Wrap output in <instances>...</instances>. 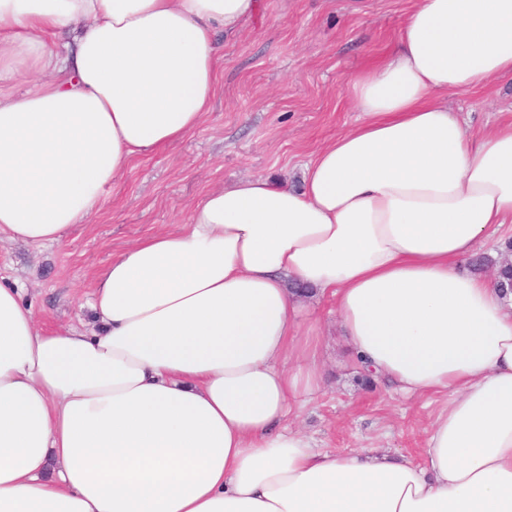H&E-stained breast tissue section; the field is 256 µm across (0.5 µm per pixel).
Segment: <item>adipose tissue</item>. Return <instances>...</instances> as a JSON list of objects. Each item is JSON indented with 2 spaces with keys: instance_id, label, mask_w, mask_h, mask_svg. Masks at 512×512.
<instances>
[{
  "instance_id": "1",
  "label": "adipose tissue",
  "mask_w": 512,
  "mask_h": 512,
  "mask_svg": "<svg viewBox=\"0 0 512 512\" xmlns=\"http://www.w3.org/2000/svg\"><path fill=\"white\" fill-rule=\"evenodd\" d=\"M260 6L0 0V234L61 243L195 131ZM506 75L512 0H417L300 187L207 192L98 276L93 329L0 281V512H512V292L465 265L512 223V119L448 105ZM299 285L374 380L442 399L418 459L287 427L323 386Z\"/></svg>"
}]
</instances>
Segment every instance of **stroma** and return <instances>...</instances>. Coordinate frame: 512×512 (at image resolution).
Here are the masks:
<instances>
[{
  "label": "stroma",
  "mask_w": 512,
  "mask_h": 512,
  "mask_svg": "<svg viewBox=\"0 0 512 512\" xmlns=\"http://www.w3.org/2000/svg\"><path fill=\"white\" fill-rule=\"evenodd\" d=\"M413 4L261 0L257 16L224 40L217 93L199 128L135 157L102 210L62 244L1 236L0 278L22 288L41 326L92 328L88 300L97 275L141 237L178 231L204 192L257 177L300 184L311 153L357 120L349 75L390 48ZM448 101L469 133L489 132L512 118V77ZM310 311L319 321L325 386L304 409L301 429L330 452L371 446L416 454L441 399H406L381 383L364 389L328 304Z\"/></svg>",
  "instance_id": "35a3bbf8"
}]
</instances>
